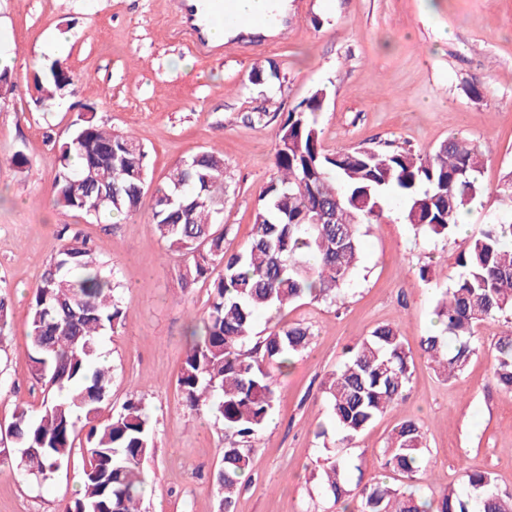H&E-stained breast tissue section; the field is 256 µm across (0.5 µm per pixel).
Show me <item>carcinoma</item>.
<instances>
[{
    "label": "carcinoma",
    "instance_id": "cac0c4a2",
    "mask_svg": "<svg viewBox=\"0 0 512 512\" xmlns=\"http://www.w3.org/2000/svg\"><path fill=\"white\" fill-rule=\"evenodd\" d=\"M66 71L55 60L35 75L37 107L50 110L72 94ZM325 98L319 89L286 113L247 117L276 121L279 133L251 241L238 253L224 251L227 167L221 151L206 149L176 163L150 193L145 147L127 133L105 129L94 108L81 107L58 146L56 205L97 219L128 216L151 194L152 230L179 257L182 290L209 283L207 310L191 331L177 384L189 410L212 413L224 434L235 438L213 474L219 512H234L241 478L272 415V365L286 366L310 343V328L301 323L276 325L253 339L259 313L306 298H339L360 262L361 226L388 216V194L402 200L398 218L417 233L446 238L485 192L483 154L456 136L427 154L389 146L326 152L318 124ZM501 194L502 216L464 240L460 272L437 302L444 335L424 337L420 350L438 373L455 379L478 349L477 327L499 319L504 330L494 345L493 379L512 391V176ZM118 287L96 248L74 235L47 264L30 303L28 358L46 389L39 408L16 410L0 431V463L46 480L79 461L83 491L61 512H141L143 464L154 447L142 399L133 397L97 421L111 389L101 343L125 316ZM412 365L395 324L375 327L348 348L347 360L323 390L341 442H351L407 398ZM382 457L385 473L410 480L424 473L422 426L413 419L400 422ZM348 468L338 456L323 470L336 506L356 497L359 512H512V497L496 491L488 471L463 469L461 487H449L431 502L377 475H359L352 488Z\"/></svg>",
    "mask_w": 512,
    "mask_h": 512
}]
</instances>
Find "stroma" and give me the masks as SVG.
<instances>
[{"mask_svg":"<svg viewBox=\"0 0 512 512\" xmlns=\"http://www.w3.org/2000/svg\"><path fill=\"white\" fill-rule=\"evenodd\" d=\"M57 36L66 42L62 59L75 93L46 112L34 104L33 74L50 64L44 48ZM0 51L13 58L15 81L0 100V293L11 312L0 339V425L43 398L29 368L27 317L60 231L69 228L97 247L121 283L125 317L102 354L112 368L113 410L138 394L154 427L142 512H217L212 473L222 463L224 428L187 409L177 385L187 326L203 315L209 286L182 291L176 257L154 235L149 209L113 225L54 205L55 144L67 136L77 105L94 107L100 123L139 140L156 182L185 157L223 151L230 254L251 239L278 141L277 124L256 122L255 114L288 111L318 89L327 93L319 117L327 152L377 145L429 151L452 135L478 144L486 193L467 214L468 234L500 215L497 192L512 175V0H290L276 35L242 33L216 55L197 49L170 0H0ZM272 64L280 85L254 84L255 69ZM475 80L477 99L468 91ZM19 152L27 159L21 169L10 164ZM461 245V235L425 240L392 217L363 225L362 261L340 299H306L258 315L256 331L301 322L313 336L277 375V402L235 512H336L322 483L327 458L339 453L375 473L405 419L423 428L427 472L402 481L403 489L437 496L467 467L492 472L498 490L512 494V392L490 374L500 322L481 325V346L457 379L440 377L418 351L436 329V295L456 278ZM385 323L399 324L415 352L409 394L341 444L323 384L347 345ZM321 426L328 435L317 436ZM80 489L73 468L45 481L5 468L0 512H60Z\"/></svg>","mask_w":512,"mask_h":512,"instance_id":"35a3bbf8","label":"stroma"}]
</instances>
